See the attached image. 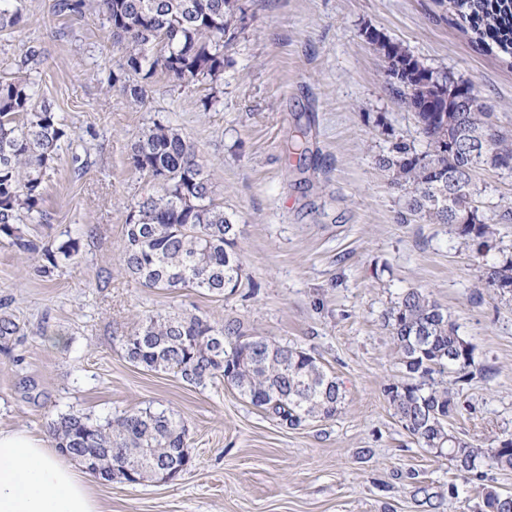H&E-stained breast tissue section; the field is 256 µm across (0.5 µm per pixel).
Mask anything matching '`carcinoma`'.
I'll return each instance as SVG.
<instances>
[{"instance_id":"1","label":"carcinoma","mask_w":512,"mask_h":512,"mask_svg":"<svg viewBox=\"0 0 512 512\" xmlns=\"http://www.w3.org/2000/svg\"><path fill=\"white\" fill-rule=\"evenodd\" d=\"M113 45L122 53L123 89L136 103L147 96L156 68L174 80H214L224 71V44L243 29L239 0H96ZM23 0H0V29L24 20ZM448 14L482 52L501 54L512 66V0H440ZM395 70L391 87L420 124L426 151L404 141L391 143L379 166L391 184L405 191L402 224L412 221L457 226L473 249L493 238L473 187L483 165L501 168L512 157V137L497 132L474 152L469 143L497 128L493 113L480 103L472 83L421 64L399 43L371 32ZM35 45L23 47L19 67L41 62ZM65 136L50 105L36 97L28 79L0 83V237L23 251L34 249L19 224L39 212L41 186ZM134 172L162 185L130 211L121 245L123 267L148 288H195L212 295L234 293L244 271L235 250V224L216 203L210 179L195 144L160 121L140 131L131 144ZM66 243L45 254L43 272L53 273L59 258H71ZM512 282V259L489 269L486 285ZM409 381L391 385L389 403L408 433L425 448L447 449L448 461L466 482L482 478V466L512 470V437L495 448H478L448 430L458 409V386L473 375V348L448 314L420 288L406 289L385 319ZM127 359L147 370L173 372L190 385L221 378L240 396L294 429L336 415L344 399L342 384L315 357L263 338H253L238 321L217 324L184 313L142 317L123 341ZM54 447L92 466L95 475L112 477L125 455H139L141 472L130 480L151 478L153 468L190 462L188 430L166 412L144 409L100 420L83 412L59 416L49 425ZM475 512H512V497L496 487L482 488Z\"/></svg>"}]
</instances>
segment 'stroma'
<instances>
[{
	"mask_svg": "<svg viewBox=\"0 0 512 512\" xmlns=\"http://www.w3.org/2000/svg\"><path fill=\"white\" fill-rule=\"evenodd\" d=\"M244 28L224 49L217 85L156 71L142 105L109 86L121 53L97 10L60 15L24 0V22L0 31V81L31 73L67 135L47 170L39 213L25 219L36 251L0 238V429L48 438L51 421L163 411L188 429L191 464L169 481L92 479L103 512H470L472 486L394 415L386 387L403 376L385 315L402 291L428 292L482 367L464 384L449 430L484 448L512 436V294L486 268L512 256V224L474 257L455 226L402 224L404 194L376 164L402 138L424 150L414 112L390 86L374 29L424 66L472 82L512 132V66L477 52L439 0H240ZM196 145L236 224L253 282L218 297L147 288L124 271L128 213L155 187L132 171L134 135L154 122ZM308 150L294 155L298 129ZM75 243L44 275V253ZM240 321L247 334L318 358L341 381L336 416L291 429L223 381L202 386L131 363L122 343L156 312Z\"/></svg>",
	"mask_w": 512,
	"mask_h": 512,
	"instance_id": "35a3bbf8",
	"label": "stroma"
}]
</instances>
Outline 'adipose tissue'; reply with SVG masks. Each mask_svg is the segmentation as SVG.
<instances>
[{
  "label": "adipose tissue",
  "mask_w": 512,
  "mask_h": 512,
  "mask_svg": "<svg viewBox=\"0 0 512 512\" xmlns=\"http://www.w3.org/2000/svg\"><path fill=\"white\" fill-rule=\"evenodd\" d=\"M0 512H102L76 464L41 438L0 430Z\"/></svg>",
  "instance_id": "1"
}]
</instances>
